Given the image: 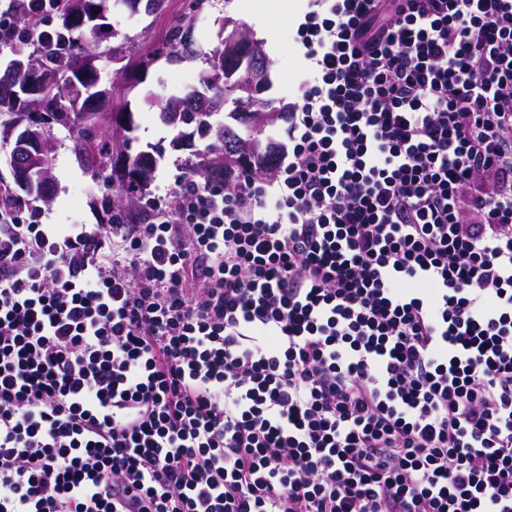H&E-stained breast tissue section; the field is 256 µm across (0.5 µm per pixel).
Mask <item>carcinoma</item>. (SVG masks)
Listing matches in <instances>:
<instances>
[{
	"label": "carcinoma",
	"instance_id": "cac0c4a2",
	"mask_svg": "<svg viewBox=\"0 0 512 512\" xmlns=\"http://www.w3.org/2000/svg\"><path fill=\"white\" fill-rule=\"evenodd\" d=\"M124 0H13V32L0 36V48L7 49L11 60L0 74V112L34 115L35 129L45 140L51 139V130L58 118H69L67 130L80 148L95 137V128L87 125V118L97 113L100 99L106 91L97 89L101 79L100 62L123 55V47L99 50L102 30L107 19ZM154 56L177 60L204 57L206 73L212 83L206 99L195 100L196 90L183 98L187 106L178 111L164 106L162 121L173 129L192 128L193 134L207 141L199 154V162L191 174L204 178H226L240 167L250 163L244 154L229 160L224 156V127L210 123V114L224 108V69L218 61L224 56V35L205 51L198 44L191 28L178 21L171 31L170 43L155 50ZM28 182L15 183L33 200L41 199L38 184L52 181V167L38 168ZM119 194L103 199L111 212L110 223L126 221L125 204L140 199L146 186L129 178L118 183Z\"/></svg>",
	"mask_w": 512,
	"mask_h": 512
}]
</instances>
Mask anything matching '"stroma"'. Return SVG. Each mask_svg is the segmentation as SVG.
Segmentation results:
<instances>
[{
  "label": "stroma",
  "mask_w": 512,
  "mask_h": 512,
  "mask_svg": "<svg viewBox=\"0 0 512 512\" xmlns=\"http://www.w3.org/2000/svg\"><path fill=\"white\" fill-rule=\"evenodd\" d=\"M303 7L302 0H277L270 12L255 21L238 9L236 0H206L199 10L192 0H164L161 10L153 13L121 12L111 17L112 35L104 39V47L115 46L117 39L125 38L130 46L127 59L134 61L148 55L152 62L144 76L131 69L119 70L106 65L101 84L109 95L99 108L108 114L116 100L126 99L135 125L133 150L151 146L162 151L144 200L129 208V223H146L150 217L149 202L164 196L205 149L204 141L198 139L189 146H175L176 131L165 126L159 117L161 103L183 97L208 68L201 58L172 62L164 56L153 57V50L166 42L171 25L178 21L191 25L197 41L208 48L216 44L223 21L230 19L236 22L244 37L260 41L270 62V86L264 97L271 101L273 111L281 114L295 100L305 77L300 49L293 40L295 23ZM261 27L274 31V39H259L257 30ZM51 157L54 183L50 199L32 204L41 213L42 223L57 225L63 234L69 233L75 224L108 223L109 213L102 199L111 193V181L108 176L98 175L96 162L76 151L68 130L58 125L53 128Z\"/></svg>",
  "instance_id": "35a3bbf8"
}]
</instances>
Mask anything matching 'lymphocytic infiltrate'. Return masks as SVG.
I'll list each match as a JSON object with an SVG mask.
<instances>
[{"mask_svg": "<svg viewBox=\"0 0 512 512\" xmlns=\"http://www.w3.org/2000/svg\"><path fill=\"white\" fill-rule=\"evenodd\" d=\"M275 175L59 235L0 188V512H512V0H306Z\"/></svg>", "mask_w": 512, "mask_h": 512, "instance_id": "1", "label": "lymphocytic infiltrate"}]
</instances>
